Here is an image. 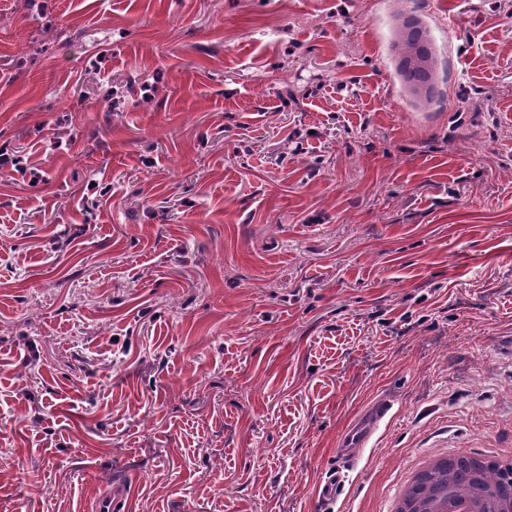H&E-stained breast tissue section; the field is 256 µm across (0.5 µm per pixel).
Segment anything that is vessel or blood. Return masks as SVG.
<instances>
[{
    "instance_id": "1",
    "label": "vessel or blood",
    "mask_w": 512,
    "mask_h": 512,
    "mask_svg": "<svg viewBox=\"0 0 512 512\" xmlns=\"http://www.w3.org/2000/svg\"><path fill=\"white\" fill-rule=\"evenodd\" d=\"M388 401L380 400L369 405L349 426L344 434L338 450V465L322 484L319 497L324 504L336 503L345 486L346 469L353 464L351 449L366 447L374 434L378 423L391 411Z\"/></svg>"
}]
</instances>
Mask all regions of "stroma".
<instances>
[{"label": "stroma", "mask_w": 512, "mask_h": 512, "mask_svg": "<svg viewBox=\"0 0 512 512\" xmlns=\"http://www.w3.org/2000/svg\"><path fill=\"white\" fill-rule=\"evenodd\" d=\"M382 397L332 512L512 448V0H0V512H321ZM400 53L402 60L408 62L411 66H418L427 69L430 73L433 71V57L427 55L420 49V45L410 39L408 35H403L400 42ZM392 405L387 400H379L369 405L349 426L338 449V465L320 487L319 497L326 505L336 503L345 486L343 470L357 459L349 456L351 448H365L374 434L378 423L391 411Z\"/></svg>", "instance_id": "obj_1"}]
</instances>
